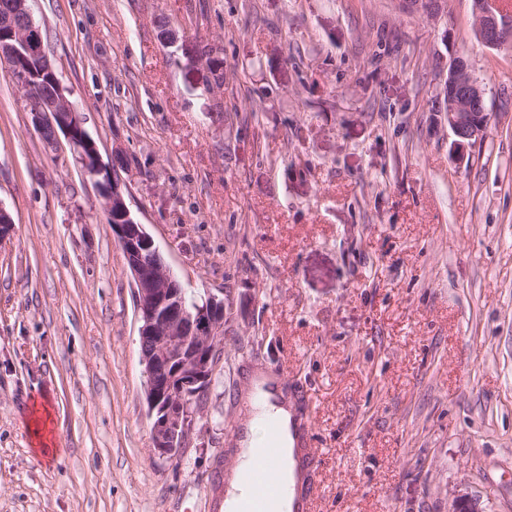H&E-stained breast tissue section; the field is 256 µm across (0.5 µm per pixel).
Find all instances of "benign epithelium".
Returning a JSON list of instances; mask_svg holds the SVG:
<instances>
[{
    "label": "benign epithelium",
    "instance_id": "obj_1",
    "mask_svg": "<svg viewBox=\"0 0 512 512\" xmlns=\"http://www.w3.org/2000/svg\"><path fill=\"white\" fill-rule=\"evenodd\" d=\"M397 3L404 12L428 17L438 16L445 7V0H434L430 12L421 8V0ZM472 12L475 33L486 47L499 48L512 38V17L502 12L500 0H473ZM0 65L24 91L41 90L30 105L39 137L49 148L65 138L104 200L108 223L133 279L152 419L151 447L159 456L175 458L195 431L193 404L208 388L224 354V299L210 296L192 309L186 306L180 282L156 260L154 240L131 215L120 181L110 175V170L125 164L124 152L112 151V168L102 163L95 140L56 74L29 0H10L0 10ZM443 94L440 110L455 136L454 147L462 150L485 137L489 129L485 89L466 60L450 63ZM449 512H482V508L479 499L459 494Z\"/></svg>",
    "mask_w": 512,
    "mask_h": 512
}]
</instances>
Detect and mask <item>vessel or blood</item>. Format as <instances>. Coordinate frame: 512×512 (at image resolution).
<instances>
[{"label":"vessel or blood","mask_w":512,"mask_h":512,"mask_svg":"<svg viewBox=\"0 0 512 512\" xmlns=\"http://www.w3.org/2000/svg\"><path fill=\"white\" fill-rule=\"evenodd\" d=\"M249 396L260 404L288 401L280 379L269 374L251 381ZM304 431V423L294 414L288 422L274 419L267 424L260 461L237 471L244 493L233 512H312L310 474L317 451L306 447Z\"/></svg>","instance_id":"1"}]
</instances>
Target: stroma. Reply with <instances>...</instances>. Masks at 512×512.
Returning a JSON list of instances; mask_svg holds the SVG:
<instances>
[{"label":"stroma","instance_id":"1","mask_svg":"<svg viewBox=\"0 0 512 512\" xmlns=\"http://www.w3.org/2000/svg\"><path fill=\"white\" fill-rule=\"evenodd\" d=\"M30 8L103 161L126 155L134 219L189 294L223 297L224 358L202 429L159 457L98 189L0 67V512H208L256 370L305 399L316 512H449L465 492L512 512V48L477 41L470 0ZM458 57L492 114L461 153L439 109Z\"/></svg>","mask_w":512,"mask_h":512}]
</instances>
